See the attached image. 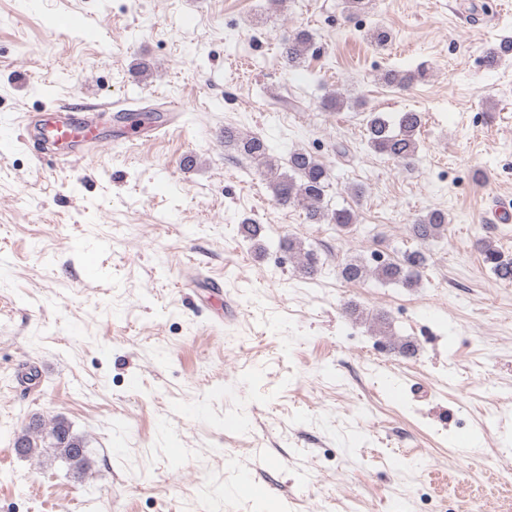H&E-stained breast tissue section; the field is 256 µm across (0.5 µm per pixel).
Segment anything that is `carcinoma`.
<instances>
[{
	"label": "carcinoma",
	"mask_w": 512,
	"mask_h": 512,
	"mask_svg": "<svg viewBox=\"0 0 512 512\" xmlns=\"http://www.w3.org/2000/svg\"><path fill=\"white\" fill-rule=\"evenodd\" d=\"M310 46V36L298 31L288 38L282 47V57L288 65L295 66L304 58ZM423 72L390 69L382 79L389 85L406 89ZM422 118L418 112H403L391 119L381 112H371L366 121V142L375 152L409 165L418 153V133ZM224 146L234 149L252 164L255 173L262 177L271 188L274 200L282 207H298L305 212L310 224H334L344 230L354 223L351 210L331 209L325 202L329 187V173L325 165L310 153L294 150L288 154V170L270 155L266 141L255 134L244 133L234 128L224 129ZM448 216L441 210H433L409 225L411 236L422 242L443 237L447 229ZM279 247L288 252L296 267L306 275L316 271L314 253L303 247L301 241L286 238ZM483 261L495 277L503 283H512V256L509 257L485 240L481 244ZM428 262L421 250L404 252L401 257L369 265L360 259L346 262L339 269L340 277L346 282H358L373 277L381 282L401 284L414 288L421 282L422 273ZM22 445L20 456L39 457L46 448H51L56 457L64 460L76 471L91 467L85 444L74 435L69 425L62 420L50 423L40 418L32 419L15 439Z\"/></svg>",
	"instance_id": "cac0c4a2"
}]
</instances>
